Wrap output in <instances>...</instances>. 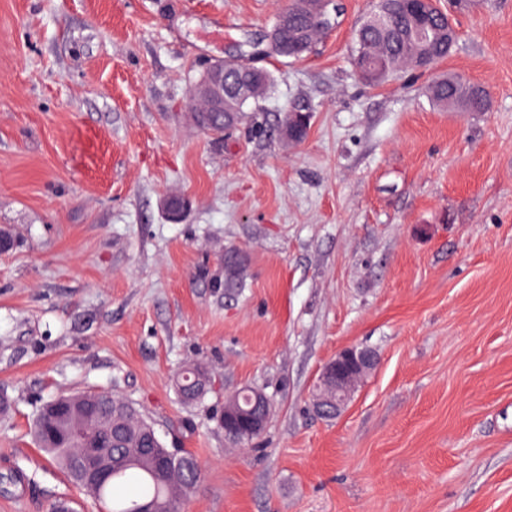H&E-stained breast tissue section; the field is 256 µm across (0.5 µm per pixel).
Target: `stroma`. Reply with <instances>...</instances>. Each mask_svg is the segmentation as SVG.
<instances>
[{
	"label": "stroma",
	"mask_w": 512,
	"mask_h": 512,
	"mask_svg": "<svg viewBox=\"0 0 512 512\" xmlns=\"http://www.w3.org/2000/svg\"><path fill=\"white\" fill-rule=\"evenodd\" d=\"M288 2L0 0V512H98L32 433L89 389L195 453L185 512H512V0H437L455 50L380 84L350 62L374 0H340L310 53L259 59V111L204 131L193 85ZM446 76L486 111L435 104ZM350 345L379 363L319 417ZM195 363L222 387L187 404ZM247 387L273 411L240 448L216 416ZM377 363L376 353L369 348L348 346L338 351L319 375L312 399L313 410L323 417L338 415Z\"/></svg>",
	"instance_id": "obj_1"
}]
</instances>
